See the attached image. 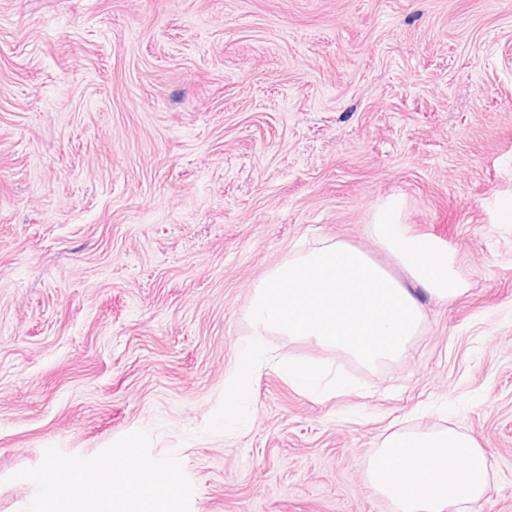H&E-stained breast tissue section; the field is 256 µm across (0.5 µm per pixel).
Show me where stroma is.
I'll use <instances>...</instances> for the list:
<instances>
[{
    "label": "stroma",
    "mask_w": 512,
    "mask_h": 512,
    "mask_svg": "<svg viewBox=\"0 0 512 512\" xmlns=\"http://www.w3.org/2000/svg\"><path fill=\"white\" fill-rule=\"evenodd\" d=\"M392 195L466 293L372 368L269 334L225 407L255 284L336 238L391 264ZM395 424L474 435L471 512H512V0H0V512L47 448L136 430L191 512H390L363 472ZM281 368L288 374L289 381L314 398L341 392L350 387L348 380L338 376L326 381L327 372L320 358L288 360V364H283Z\"/></svg>",
    "instance_id": "obj_1"
}]
</instances>
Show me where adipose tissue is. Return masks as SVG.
<instances>
[{
	"instance_id": "obj_1",
	"label": "adipose tissue",
	"mask_w": 512,
	"mask_h": 512,
	"mask_svg": "<svg viewBox=\"0 0 512 512\" xmlns=\"http://www.w3.org/2000/svg\"><path fill=\"white\" fill-rule=\"evenodd\" d=\"M402 214V200L391 197L371 222L373 238L400 274L336 239L296 254L258 281L249 309L254 336L226 374L227 396L252 386L269 361L264 338L271 333L334 348L370 367L407 354L424 322L420 294L445 302L465 286L450 249L414 234ZM284 370L314 398L349 387L344 378L328 377L315 357L289 361ZM364 473L390 512H469L486 492L490 465L473 435L448 426L390 433Z\"/></svg>"
}]
</instances>
